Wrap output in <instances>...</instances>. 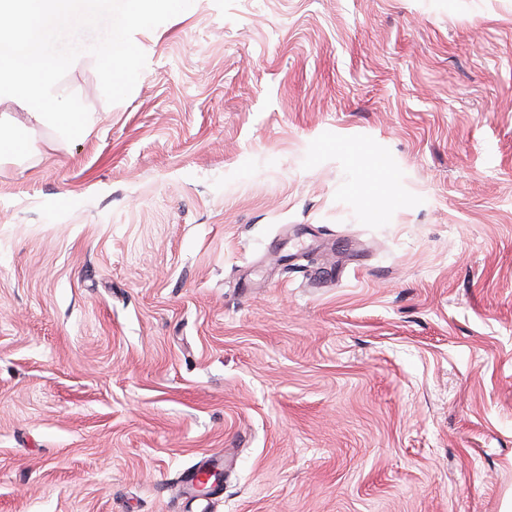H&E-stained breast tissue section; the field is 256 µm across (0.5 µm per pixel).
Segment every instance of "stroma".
I'll use <instances>...</instances> for the list:
<instances>
[{
    "mask_svg": "<svg viewBox=\"0 0 512 512\" xmlns=\"http://www.w3.org/2000/svg\"><path fill=\"white\" fill-rule=\"evenodd\" d=\"M139 41L112 97L64 77L85 139L0 160V512H512V0H170Z\"/></svg>",
    "mask_w": 512,
    "mask_h": 512,
    "instance_id": "obj_1",
    "label": "stroma"
}]
</instances>
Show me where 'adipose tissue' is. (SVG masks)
Segmentation results:
<instances>
[{"label": "adipose tissue", "instance_id": "adipose-tissue-1", "mask_svg": "<svg viewBox=\"0 0 512 512\" xmlns=\"http://www.w3.org/2000/svg\"><path fill=\"white\" fill-rule=\"evenodd\" d=\"M98 9V0H0V36H26L21 56L0 58V105L21 111L20 119L10 123L0 116V157L20 159L58 151L64 143L90 134L94 125L90 113L78 100L65 99L61 78L91 66L99 70L104 84H111L113 54L126 52V45L100 49L91 58L37 55L32 45L61 22H93ZM39 128L49 133L41 142L29 136Z\"/></svg>", "mask_w": 512, "mask_h": 512}]
</instances>
